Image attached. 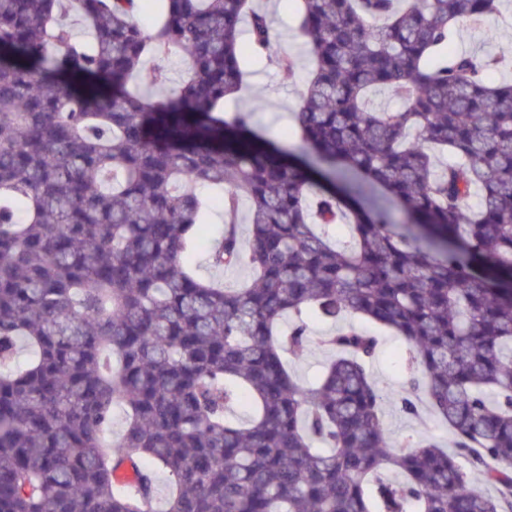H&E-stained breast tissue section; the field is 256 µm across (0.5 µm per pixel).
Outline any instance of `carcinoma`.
Returning a JSON list of instances; mask_svg holds the SVG:
<instances>
[{"label":"carcinoma","instance_id":"obj_1","mask_svg":"<svg viewBox=\"0 0 512 512\" xmlns=\"http://www.w3.org/2000/svg\"><path fill=\"white\" fill-rule=\"evenodd\" d=\"M138 2L0 0V512H155L159 470L163 512H512V80L484 76L503 56L434 62L500 0H296L299 166L251 113L222 114L270 54L268 14L158 0L147 35ZM174 51V94L131 86ZM204 186L227 223L209 264L249 269L238 288L193 267ZM346 314L405 344L398 403H427L452 451L390 440L362 330L322 338L334 357L297 381L306 319Z\"/></svg>","mask_w":512,"mask_h":512}]
</instances>
